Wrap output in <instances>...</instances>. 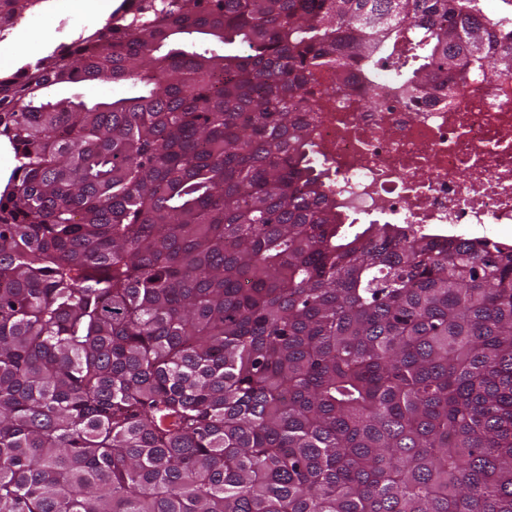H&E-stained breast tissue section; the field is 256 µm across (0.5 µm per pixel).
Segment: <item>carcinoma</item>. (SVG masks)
<instances>
[{"label": "carcinoma", "instance_id": "cac0c4a2", "mask_svg": "<svg viewBox=\"0 0 512 512\" xmlns=\"http://www.w3.org/2000/svg\"><path fill=\"white\" fill-rule=\"evenodd\" d=\"M487 2L123 0L0 78V512H512V246L347 232L298 115L512 75ZM130 90V85L125 82H112L109 79H100L87 82L74 89L68 84H59L54 86V92L59 98L70 97L78 93L81 99L88 104L105 99L107 96H123Z\"/></svg>", "mask_w": 512, "mask_h": 512}]
</instances>
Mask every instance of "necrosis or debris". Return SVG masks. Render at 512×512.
<instances>
[{
	"mask_svg": "<svg viewBox=\"0 0 512 512\" xmlns=\"http://www.w3.org/2000/svg\"><path fill=\"white\" fill-rule=\"evenodd\" d=\"M345 76L350 87L340 91L335 68L317 69L300 117L354 221L421 232L443 224L452 238L512 224V76L453 79L417 102L391 85L377 109L365 104L356 64Z\"/></svg>",
	"mask_w": 512,
	"mask_h": 512,
	"instance_id": "obj_1",
	"label": "necrosis or debris"
}]
</instances>
